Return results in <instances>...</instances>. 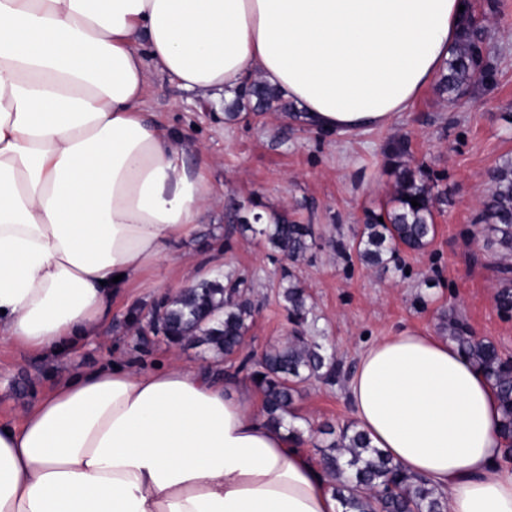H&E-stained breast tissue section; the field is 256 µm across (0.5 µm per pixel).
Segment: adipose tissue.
<instances>
[{
	"label": "adipose tissue",
	"mask_w": 512,
	"mask_h": 512,
	"mask_svg": "<svg viewBox=\"0 0 512 512\" xmlns=\"http://www.w3.org/2000/svg\"><path fill=\"white\" fill-rule=\"evenodd\" d=\"M466 0H0V336L44 355L98 338L112 302L214 197L154 77L214 97L253 79L322 134L389 124L448 64ZM359 429L447 512H512L491 382L447 338L368 345ZM258 389L175 362L77 372L0 422V512H345Z\"/></svg>",
	"instance_id": "1"
}]
</instances>
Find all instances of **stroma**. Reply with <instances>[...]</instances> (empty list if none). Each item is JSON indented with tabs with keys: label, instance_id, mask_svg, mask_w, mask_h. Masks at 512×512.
<instances>
[{
	"label": "stroma",
	"instance_id": "stroma-1",
	"mask_svg": "<svg viewBox=\"0 0 512 512\" xmlns=\"http://www.w3.org/2000/svg\"><path fill=\"white\" fill-rule=\"evenodd\" d=\"M498 3L491 14L486 0H472L484 17L496 87L478 85L450 101L428 86L412 111L357 136L326 138L277 112H245L228 123L224 112L231 95L213 100L155 78L147 111L178 130L185 146L201 148L218 203L188 241L173 245L170 256L149 270L148 287L129 289L115 300L112 319L97 340L50 358L0 339V421H19L61 378L115 357L139 370L165 363L172 354L188 366L212 363L205 347L173 351L160 341L144 345L128 326L130 312L150 311L200 268L250 281L256 314L246 352L259 354L284 342L293 325L275 288L281 264L229 218L253 204L313 225L325 242L293 267L312 297L315 333L327 338L342 364L336 384H304L295 401L301 426L315 431L308 447L321 443V428L354 423L347 381L359 354L374 341L406 328L440 335L456 318L512 358V312L497 304L504 286L498 259L485 248L475 223L489 189L487 171L512 155V0ZM399 136L410 140L415 163L437 177L447 203L426 251L402 254L400 264L384 269L370 268L350 246L365 210L381 208L393 193L394 177L381 151ZM338 240L349 246L341 255L333 247Z\"/></svg>",
	"mask_w": 512,
	"mask_h": 512
}]
</instances>
